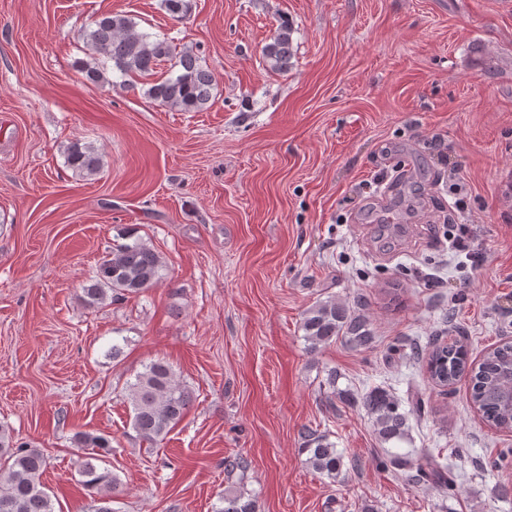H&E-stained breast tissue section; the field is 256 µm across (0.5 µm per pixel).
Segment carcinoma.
I'll return each instance as SVG.
<instances>
[{
    "mask_svg": "<svg viewBox=\"0 0 512 512\" xmlns=\"http://www.w3.org/2000/svg\"><path fill=\"white\" fill-rule=\"evenodd\" d=\"M174 18L189 12L192 0H162ZM292 29L280 25L271 43L262 49L270 71H288L292 57ZM86 58L79 70L90 83H109L108 71L120 77L148 79L158 62H171L168 77L149 83L147 98L171 110L202 112L210 107L215 76L192 49L180 51L157 34L138 30V23L127 15L103 14L80 34ZM65 164L83 178L90 179L104 167V155L94 145L79 138L64 149ZM164 257L140 238L124 243L102 257L92 276L82 285L80 298L89 309L107 301L138 295L163 279ZM304 337L316 350L343 338L355 348H369L375 336L366 316L350 310L334 299L320 301L308 309L302 320ZM431 381L447 388L465 378L472 404L489 426L512 431V343H504L478 362L469 360L466 346L460 342L433 343L424 358ZM129 408V424L137 437L154 448L160 445L183 419L192 395L180 383L172 366L163 359L154 360L124 387ZM361 407L372 422L383 444L408 436L412 413L422 410L421 401L412 409L389 391L374 388L361 399ZM302 451L308 453L309 466L323 477L336 479L344 466L343 455L328 436L310 428L301 430ZM79 455V474L90 497V512H114L112 492L117 477L96 464L102 454L112 451V439L106 435L79 431L73 436ZM48 465L43 452L15 439L9 427L0 425V512H55L53 496L41 477ZM418 477L430 485L446 488L448 465L434 456L424 455L418 464ZM214 512H258L257 500L237 492H226Z\"/></svg>",
    "mask_w": 512,
    "mask_h": 512,
    "instance_id": "cac0c4a2",
    "label": "carcinoma"
}]
</instances>
